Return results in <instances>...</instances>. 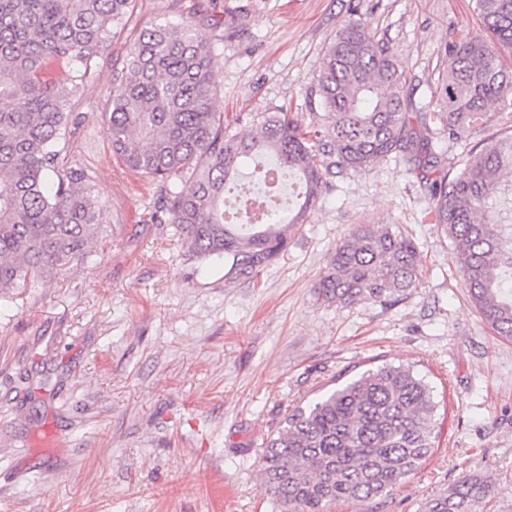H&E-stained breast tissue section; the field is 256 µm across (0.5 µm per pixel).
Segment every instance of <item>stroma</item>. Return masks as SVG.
Returning <instances> with one entry per match:
<instances>
[{"instance_id":"stroma-1","label":"stroma","mask_w":512,"mask_h":512,"mask_svg":"<svg viewBox=\"0 0 512 512\" xmlns=\"http://www.w3.org/2000/svg\"><path fill=\"white\" fill-rule=\"evenodd\" d=\"M195 0H135L68 100L62 155L82 170L107 231L69 264L0 297V512H280L262 451L295 407L383 362L425 375L438 403L430 457L387 496L323 512H425L461 477L512 512V340L468 300L451 242L406 167L379 160L330 178L257 275L189 255L158 220L159 185L130 169L104 130L114 63ZM215 111L241 135L251 113L288 105L310 123L324 48L357 14L392 49L414 112L435 111L445 48L483 25L473 0H217ZM392 226L420 255L400 301L351 306L313 290L355 225Z\"/></svg>"}]
</instances>
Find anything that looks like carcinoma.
Returning <instances> with one entry per match:
<instances>
[{"instance_id":"1","label":"carcinoma","mask_w":512,"mask_h":512,"mask_svg":"<svg viewBox=\"0 0 512 512\" xmlns=\"http://www.w3.org/2000/svg\"><path fill=\"white\" fill-rule=\"evenodd\" d=\"M133 0H0V289L25 288L58 267L84 261L103 235L102 210L65 170L54 146L64 136L70 84L48 68H84L99 54ZM199 0L176 25L155 24L130 43L116 71L105 132L125 164L160 183L164 216L197 258L222 260L254 276L284 248L328 178L369 173L400 159L426 188L432 221L444 227L469 300L498 335L512 339V133L469 145L493 102L512 101V0H475L489 35L448 42L440 111L410 114L406 81L388 44L358 20H343L316 79L319 111L303 125L280 106L253 116L239 137L214 111L211 43L196 33L213 22ZM467 147L459 167L433 152L429 123ZM277 192L302 185L284 220L262 210L247 230L226 216L224 195L243 165ZM419 252L401 230L357 225L336 244L315 284L328 302L391 304L418 282ZM438 404L411 366L385 363L297 407L266 442V486L284 512H322L339 500L381 498L406 483L431 454ZM481 478L464 477L428 503L427 512H476L488 496Z\"/></svg>"}]
</instances>
